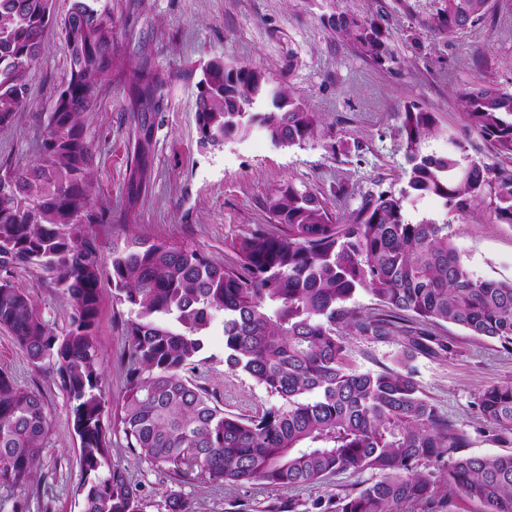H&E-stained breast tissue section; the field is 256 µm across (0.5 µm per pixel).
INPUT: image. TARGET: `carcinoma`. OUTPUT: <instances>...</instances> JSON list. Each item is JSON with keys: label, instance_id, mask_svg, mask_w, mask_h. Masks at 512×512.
Returning a JSON list of instances; mask_svg holds the SVG:
<instances>
[{"label": "carcinoma", "instance_id": "obj_1", "mask_svg": "<svg viewBox=\"0 0 512 512\" xmlns=\"http://www.w3.org/2000/svg\"><path fill=\"white\" fill-rule=\"evenodd\" d=\"M422 26L447 38L484 19L490 0H440ZM322 23L379 65L395 62L378 17L333 13ZM59 26L68 74L56 91L43 151L33 163L0 169V327L37 368L51 372L74 402L82 479L81 512H146L126 470L112 461L103 422V359L96 343L103 271L87 225L88 146L82 114L112 68V15L99 0H70L65 15L53 0H0V126L28 100L30 73L46 31ZM164 75L143 63L129 77L134 164L127 198L135 203L151 176L155 114ZM196 103L201 138L213 145L264 133L277 146L299 145L320 126L285 88L242 63L209 62ZM471 128L512 162V93L474 84L461 91ZM431 112L401 113L399 133L410 168L399 194L364 198L340 220L318 196L292 185L267 208L278 231L263 227L234 245L238 262L217 264L192 247L134 238L112 248L113 298L130 306L125 324L127 371L113 418L126 447L172 471L175 480L298 487L337 472L372 470L381 479L336 497L322 512H405L435 496L437 483L479 503L482 512H512V452L467 456V434L420 390L412 371L358 372L347 358L344 325L359 336L401 337L407 360L446 351L428 330L452 324L512 349V279L474 276L461 262L448 223H409L404 203L435 196L450 212L482 209L512 224V166L469 159L453 144L446 156L426 154ZM35 267L71 307L57 333L16 284L18 268ZM384 313L362 315L344 304L359 290ZM223 318L224 362L251 377L279 404L252 417L232 415L187 376L198 368L208 330ZM476 408L486 429L512 435V381L488 387ZM48 414L41 393L20 388L0 369V486L31 482L46 446ZM434 462L436 472L419 466ZM164 512H192L180 494Z\"/></svg>", "mask_w": 512, "mask_h": 512}]
</instances>
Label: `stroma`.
Listing matches in <instances>:
<instances>
[{
	"mask_svg": "<svg viewBox=\"0 0 512 512\" xmlns=\"http://www.w3.org/2000/svg\"><path fill=\"white\" fill-rule=\"evenodd\" d=\"M112 8L111 70L97 98L82 115L89 148L90 208L99 216L90 233L103 266L112 245L140 237L198 249L211 261L230 265L231 245L256 227L275 229L266 201L278 187L292 184L326 201L347 218L368 194L399 191L407 160L399 134L400 114L409 104L433 112L436 130L424 152L444 155L449 138L463 142L469 155L498 163L493 146L467 124L459 99L475 83L512 92V0H492L479 24L441 38L422 28L439 0H107ZM352 10L381 16L396 55L380 66L361 56L321 18ZM244 62L263 70L270 81L289 89L321 126L314 138L292 147L274 145L262 133L233 136L222 145L202 141L196 123L197 83L209 61ZM163 73V107L155 117L152 177L136 205L126 194L133 163L132 108L127 78L141 62ZM67 74V49L60 29L49 30L30 74V100L12 124L0 127V167L33 163L47 134L50 101ZM405 218L447 223L457 255L475 277L512 279V224L487 214L448 215L441 199L407 200ZM18 283L29 288L42 319L65 328L71 312L67 297L40 271L20 268ZM96 341L104 358V390L116 406L124 383V324L127 305L102 282ZM433 333L451 349L416 355L414 377L440 412L469 436L468 455L507 453L482 424L475 402L491 385L512 380V350L496 340L470 335L447 324ZM347 355L361 372L395 369L403 352L400 338L347 335ZM0 368L17 385L41 392L50 419L46 448L28 488L0 487V512L16 502L27 512H80L77 488L78 440L71 421L72 402L49 373L35 368L0 329ZM196 382L225 412L254 416L276 405L244 373L224 362L221 321L206 339ZM112 459L125 468L150 508L158 512L171 491L181 490L194 512H316L315 502L355 493L378 480V472H339L299 488L232 486L194 481L178 484L168 468L134 455L112 414Z\"/></svg>",
	"mask_w": 512,
	"mask_h": 512,
	"instance_id": "obj_1",
	"label": "stroma"
}]
</instances>
